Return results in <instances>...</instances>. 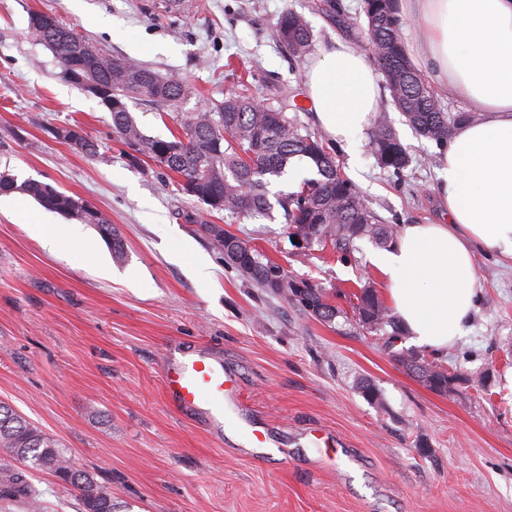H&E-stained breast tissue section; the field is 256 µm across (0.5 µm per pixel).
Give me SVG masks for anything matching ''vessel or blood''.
Returning a JSON list of instances; mask_svg holds the SVG:
<instances>
[{
  "label": "vessel or blood",
  "mask_w": 512,
  "mask_h": 512,
  "mask_svg": "<svg viewBox=\"0 0 512 512\" xmlns=\"http://www.w3.org/2000/svg\"><path fill=\"white\" fill-rule=\"evenodd\" d=\"M164 378L168 393L184 410L198 409L205 402L222 408L236 388L234 375L220 361L206 357L169 366Z\"/></svg>",
  "instance_id": "obj_1"
}]
</instances>
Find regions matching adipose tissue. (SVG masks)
I'll use <instances>...</instances> for the list:
<instances>
[{
    "label": "adipose tissue",
    "mask_w": 512,
    "mask_h": 512,
    "mask_svg": "<svg viewBox=\"0 0 512 512\" xmlns=\"http://www.w3.org/2000/svg\"><path fill=\"white\" fill-rule=\"evenodd\" d=\"M401 8L421 23L419 66L479 116L454 129L442 158L446 221L402 225L390 249L373 257L410 340L442 356L475 305L476 253L512 260V0H401ZM306 81L323 132L360 152L379 104L366 52L334 39Z\"/></svg>",
    "instance_id": "ef3b65f1"
}]
</instances>
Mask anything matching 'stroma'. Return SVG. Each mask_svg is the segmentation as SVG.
Listing matches in <instances>:
<instances>
[{
    "label": "stroma",
    "instance_id": "35a3bbf8",
    "mask_svg": "<svg viewBox=\"0 0 512 512\" xmlns=\"http://www.w3.org/2000/svg\"><path fill=\"white\" fill-rule=\"evenodd\" d=\"M338 2L335 13L316 0H200L178 15L159 0H0V172L93 204L125 243L115 257L86 224L84 243L50 252L28 219L48 232L64 216L18 191L0 195V402L111 487L115 512H512V263L477 255L475 310L436 359L455 381L435 393L379 335L342 316L317 321L251 286L207 227L222 225L289 275L342 292V307L360 282L385 290L370 262L376 245L360 241L346 262L326 249L301 258L280 211L259 220L209 212L176 175L130 159L108 109L65 82L52 52L27 35L30 14L45 12L112 54L189 82L193 94L175 107L130 103L146 135L171 138L177 114L236 91L227 68L244 62L250 93L316 134L311 60L294 57L272 30L290 9L307 19L314 46L360 41L361 0ZM374 120L392 128L413 163L398 176L370 146L353 159L326 140L342 172L386 223H441L443 147L418 135L389 93ZM74 122L98 143V158L51 135ZM199 256L210 261L208 278L195 273ZM194 351L237 375L235 417L263 430L277 455L248 451L208 409L177 407L162 370ZM485 374L486 393L476 385ZM364 379L380 403L361 395ZM25 478L42 512H80L70 484L33 470Z\"/></svg>",
    "mask_w": 512,
    "mask_h": 512
}]
</instances>
